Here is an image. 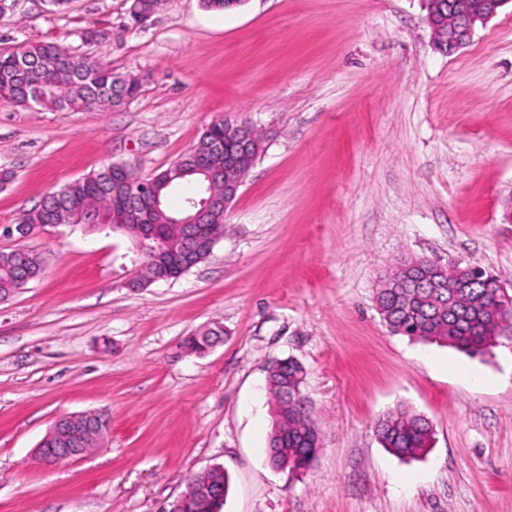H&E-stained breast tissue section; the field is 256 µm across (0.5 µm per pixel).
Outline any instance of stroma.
<instances>
[{"label":"stroma","mask_w":512,"mask_h":512,"mask_svg":"<svg viewBox=\"0 0 512 512\" xmlns=\"http://www.w3.org/2000/svg\"><path fill=\"white\" fill-rule=\"evenodd\" d=\"M7 2L0 53L51 40L146 81L109 111L0 100V225L108 162L163 171L217 120L266 143L223 238L178 279L128 288L139 253L108 230L0 236L44 259L0 302V512H162L215 463L222 512H512V342L473 359L390 333L375 306L407 257L461 259L512 292V12L447 56L423 0H164L134 28L129 0ZM93 27L110 38L85 44ZM212 321L223 341L180 354ZM283 359L321 439L303 473L268 464L264 386ZM400 405L434 426L421 458L374 433ZM92 410L111 418L103 443L38 455L58 416Z\"/></svg>","instance_id":"obj_1"}]
</instances>
